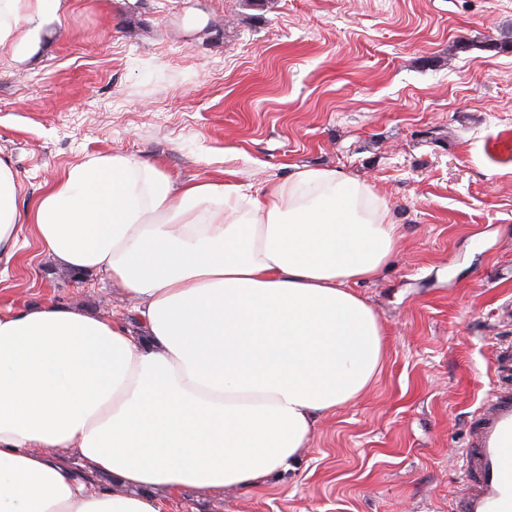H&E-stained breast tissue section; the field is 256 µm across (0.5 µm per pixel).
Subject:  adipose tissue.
<instances>
[{
  "mask_svg": "<svg viewBox=\"0 0 512 512\" xmlns=\"http://www.w3.org/2000/svg\"><path fill=\"white\" fill-rule=\"evenodd\" d=\"M64 5L0 0V45L35 52ZM18 194L0 159V260L32 224L53 265L119 285L132 321L0 314V512H166L187 489H261L380 371L383 330L355 287L401 233L366 180L299 166L248 193L105 153L29 217Z\"/></svg>",
  "mask_w": 512,
  "mask_h": 512,
  "instance_id": "ef3b65f1",
  "label": "adipose tissue"
}]
</instances>
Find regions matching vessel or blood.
Wrapping results in <instances>:
<instances>
[{"instance_id":"b4317fda","label":"vessel or blood","mask_w":512,"mask_h":512,"mask_svg":"<svg viewBox=\"0 0 512 512\" xmlns=\"http://www.w3.org/2000/svg\"><path fill=\"white\" fill-rule=\"evenodd\" d=\"M456 512H512V396L492 387L461 451Z\"/></svg>"}]
</instances>
